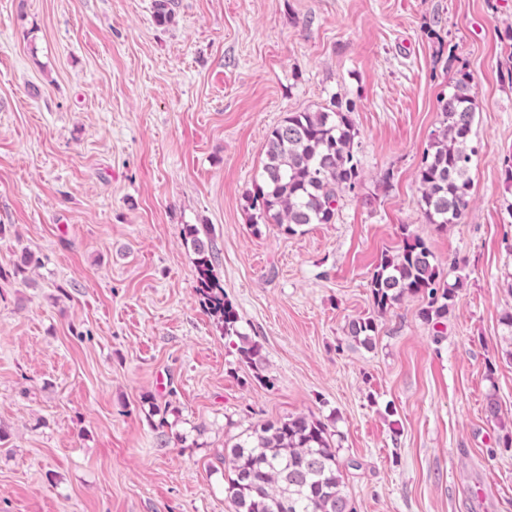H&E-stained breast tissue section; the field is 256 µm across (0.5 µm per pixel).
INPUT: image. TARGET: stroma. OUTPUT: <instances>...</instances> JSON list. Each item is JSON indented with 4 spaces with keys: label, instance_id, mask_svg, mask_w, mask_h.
Here are the masks:
<instances>
[{
    "label": "stroma",
    "instance_id": "stroma-1",
    "mask_svg": "<svg viewBox=\"0 0 512 512\" xmlns=\"http://www.w3.org/2000/svg\"><path fill=\"white\" fill-rule=\"evenodd\" d=\"M511 29L512 0H177L166 26L153 0H0V512H233L225 441L309 413L357 512H512ZM463 71L471 205L440 231L417 173ZM333 98L359 184L335 223L252 230L269 131ZM189 224L239 336L199 304ZM404 224L467 283L444 335L408 296L366 348L344 327ZM241 341L242 345L238 347L241 361L252 369L255 379L267 383V377L262 374L261 346L245 336L241 337Z\"/></svg>",
    "mask_w": 512,
    "mask_h": 512
}]
</instances>
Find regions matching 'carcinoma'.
<instances>
[{
  "label": "carcinoma",
  "mask_w": 512,
  "mask_h": 512,
  "mask_svg": "<svg viewBox=\"0 0 512 512\" xmlns=\"http://www.w3.org/2000/svg\"><path fill=\"white\" fill-rule=\"evenodd\" d=\"M174 0H154V19L166 26L175 18ZM442 120L423 153L418 171L420 211L440 230L459 223L471 204L469 171L477 148L471 132L476 103L470 76L462 72L439 98ZM352 107L331 98L318 112H290L269 133L260 180L250 195L251 227L273 224L293 236L307 224H333L338 205L360 180L356 157L357 130ZM403 244L384 252L372 274L373 312L348 322L346 335L369 345L378 333V317L407 296L420 295L426 304L421 319L445 324L465 279L442 282L439 266L427 242L400 227ZM185 241L195 258L196 293L206 313L226 337L241 339V361L258 381L262 374L261 346L238 328L239 314L224 294L217 275L207 230L186 226ZM224 495L234 512H349L353 498L346 490L342 464L328 424L312 414L245 429L224 444Z\"/></svg>",
  "instance_id": "1"
}]
</instances>
